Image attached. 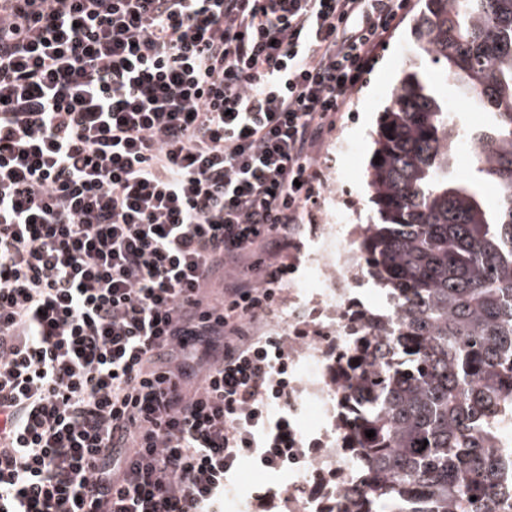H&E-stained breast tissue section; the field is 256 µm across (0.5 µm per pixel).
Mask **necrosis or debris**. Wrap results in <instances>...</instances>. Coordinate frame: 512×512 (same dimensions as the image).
Listing matches in <instances>:
<instances>
[{"label": "necrosis or debris", "instance_id": "obj_1", "mask_svg": "<svg viewBox=\"0 0 512 512\" xmlns=\"http://www.w3.org/2000/svg\"><path fill=\"white\" fill-rule=\"evenodd\" d=\"M309 256L310 274L300 288L304 310L288 320L310 330L305 342H289L288 356L297 377L291 404L300 439L313 443L311 455L294 467L288 486L289 512H351L345 493L358 457L350 449L344 409L350 397L344 356L365 325H352L351 290L365 278L356 225L325 224Z\"/></svg>", "mask_w": 512, "mask_h": 512}]
</instances>
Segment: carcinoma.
<instances>
[{"instance_id":"cac0c4a2","label":"carcinoma","mask_w":512,"mask_h":512,"mask_svg":"<svg viewBox=\"0 0 512 512\" xmlns=\"http://www.w3.org/2000/svg\"><path fill=\"white\" fill-rule=\"evenodd\" d=\"M413 45L489 123L469 131L480 157L463 179L428 70H404L379 116L367 184L381 223L359 247L400 312L351 313L373 328L347 351L350 447L369 488L354 512H512V458L492 454L512 420V0H424Z\"/></svg>"}]
</instances>
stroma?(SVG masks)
<instances>
[{"mask_svg":"<svg viewBox=\"0 0 512 512\" xmlns=\"http://www.w3.org/2000/svg\"><path fill=\"white\" fill-rule=\"evenodd\" d=\"M414 23V18H407L394 32L380 51L362 86L354 94L349 111L339 119L336 129L328 136L321 149L317 168L323 188L316 210V221L305 226L299 239L296 271L288 280L287 294H294L309 277L307 257L319 225L326 223L330 216V192H339L350 205V223L366 225L376 220L366 188L367 166L373 149L372 133L380 112L390 103L400 74L407 65L418 62L417 57L410 54ZM341 140L359 144L356 158L352 159L337 152L336 144ZM289 481V472L266 474L254 469L250 463H243L224 492V512H254L251 496L256 489L269 486L284 493L288 490Z\"/></svg>","mask_w":512,"mask_h":512,"instance_id":"obj_1","label":"stroma"}]
</instances>
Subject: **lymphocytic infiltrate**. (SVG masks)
Returning <instances> with one entry per match:
<instances>
[{"label": "lymphocytic infiltrate", "mask_w": 512, "mask_h": 512, "mask_svg": "<svg viewBox=\"0 0 512 512\" xmlns=\"http://www.w3.org/2000/svg\"><path fill=\"white\" fill-rule=\"evenodd\" d=\"M415 8L0 0V512H224L304 457L259 321Z\"/></svg>", "instance_id": "f902f5d3"}]
</instances>
